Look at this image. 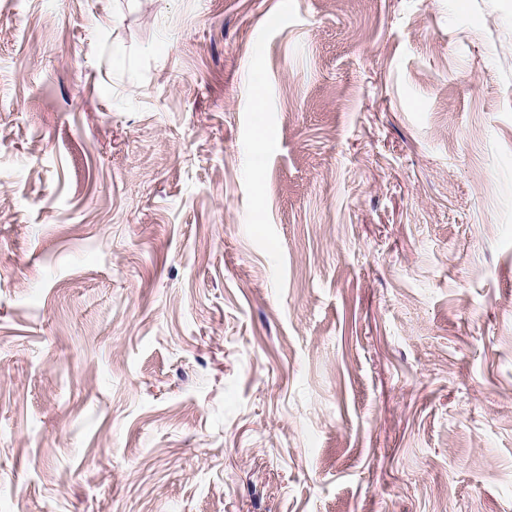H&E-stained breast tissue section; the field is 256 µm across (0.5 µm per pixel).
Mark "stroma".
I'll list each match as a JSON object with an SVG mask.
<instances>
[{
    "label": "stroma",
    "instance_id": "obj_1",
    "mask_svg": "<svg viewBox=\"0 0 512 512\" xmlns=\"http://www.w3.org/2000/svg\"><path fill=\"white\" fill-rule=\"evenodd\" d=\"M0 512H512V0H0Z\"/></svg>",
    "mask_w": 512,
    "mask_h": 512
}]
</instances>
